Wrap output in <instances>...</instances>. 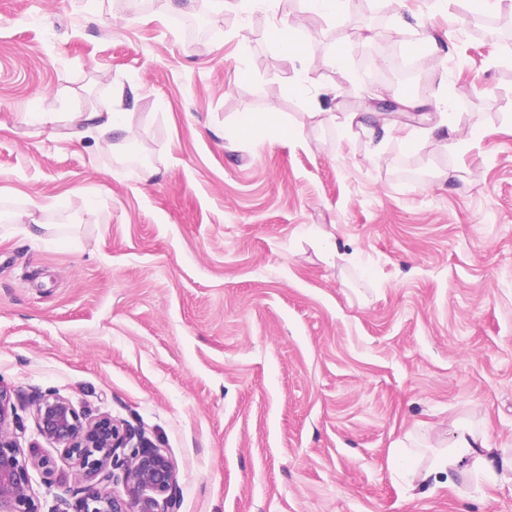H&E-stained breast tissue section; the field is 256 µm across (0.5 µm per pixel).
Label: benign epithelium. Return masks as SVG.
I'll list each match as a JSON object with an SVG mask.
<instances>
[{
    "label": "benign epithelium",
    "mask_w": 512,
    "mask_h": 512,
    "mask_svg": "<svg viewBox=\"0 0 512 512\" xmlns=\"http://www.w3.org/2000/svg\"><path fill=\"white\" fill-rule=\"evenodd\" d=\"M34 419L37 436L61 450L86 481L66 508L53 512H176V466L142 434L108 413L87 415L54 390L41 393ZM24 431L11 390L0 381V512H40L31 472L52 485L54 460L36 441L23 449Z\"/></svg>",
    "instance_id": "benign-epithelium-1"
}]
</instances>
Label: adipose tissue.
I'll return each instance as SVG.
<instances>
[{"instance_id": "1", "label": "adipose tissue", "mask_w": 512, "mask_h": 512, "mask_svg": "<svg viewBox=\"0 0 512 512\" xmlns=\"http://www.w3.org/2000/svg\"><path fill=\"white\" fill-rule=\"evenodd\" d=\"M234 135L242 140L273 144L291 138L287 124L274 112H241L235 120ZM486 436L477 434L465 421L454 425L453 439L448 448L436 452L426 470H419L413 462H405L403 475L407 483H415L420 476H443L445 486H452V473H476L489 478L499 472L512 470V459H497L486 455Z\"/></svg>"}]
</instances>
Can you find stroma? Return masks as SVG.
Wrapping results in <instances>:
<instances>
[{
    "instance_id": "obj_1",
    "label": "stroma",
    "mask_w": 512,
    "mask_h": 512,
    "mask_svg": "<svg viewBox=\"0 0 512 512\" xmlns=\"http://www.w3.org/2000/svg\"><path fill=\"white\" fill-rule=\"evenodd\" d=\"M200 4L0 0V379L25 440L53 389L171 457L177 512H512V472L413 488L394 464L460 419L512 458V46L468 0H374L378 19L259 0L193 41ZM284 18L317 31L296 64ZM383 40L435 44L410 94L361 81ZM385 98L401 112L374 114ZM269 110L294 139L235 138ZM113 111L136 167L77 118ZM30 198L44 227L13 219ZM48 453L41 512L84 484Z\"/></svg>"
}]
</instances>
